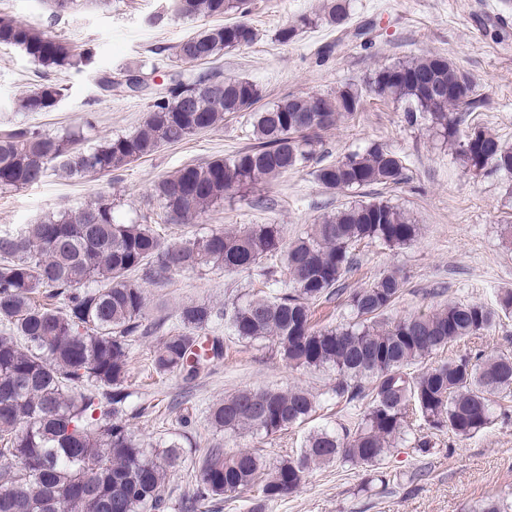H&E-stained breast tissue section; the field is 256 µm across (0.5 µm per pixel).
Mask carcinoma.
<instances>
[{
	"label": "carcinoma",
	"instance_id": "cac0c4a2",
	"mask_svg": "<svg viewBox=\"0 0 512 512\" xmlns=\"http://www.w3.org/2000/svg\"><path fill=\"white\" fill-rule=\"evenodd\" d=\"M176 14L220 19L181 39L173 55L194 67L224 52L253 44L257 30L242 17L249 0H172ZM350 0H330L323 14L302 16L276 31L294 39L298 26L324 23L336 38L331 54L372 26L350 27ZM0 45L22 50L44 73L79 69L90 61L41 24L0 15ZM221 88L202 93L190 81L193 105L153 97L145 120L129 133L105 138L87 150L80 131L53 136L32 127L0 136V189L42 182L54 163L73 175L118 172L164 146L210 131L226 116L249 113L255 144L228 158L188 164L158 179L154 193L167 222L191 224L211 208L317 161L320 133L351 120L362 91L347 86L332 95H288L257 109L258 86L244 78H218ZM380 98L403 107L404 120H419L454 149L463 166L488 167L512 176V147L476 125L465 137L460 126L478 109L476 83L440 55H425L377 68L367 83ZM66 87L50 79L27 93L23 112H52ZM402 158L381 144L353 151L314 171L327 190L360 192L405 181ZM420 226L384 200H360L321 218L290 243L276 224H249L164 242L149 224L122 222L112 202L99 195L76 211H64L20 232L0 234V512H168L164 488L182 459L176 438L151 448L137 443L128 415V354L131 338L162 327L145 323L140 281L158 282L175 270L216 267L226 273L264 270L271 291L224 307V322L239 340L273 339L289 366L332 368L329 399L352 414L347 424L313 430L300 452L263 471L261 457L247 449L233 454L215 446L192 466L196 491L180 503L198 512L202 502L257 491L251 512L297 492L315 467H380L399 447L432 453L438 432L470 439L512 410V356L463 354L414 374L412 365L451 342L484 336L512 315V291L483 302H450L431 314L386 319L406 277L380 274L350 293L345 279L356 265V247L404 246ZM285 256L289 289L265 262ZM348 308L351 321L313 325L315 308L331 301ZM212 308L187 305L152 361L159 375L191 378L201 365L223 355V339L205 338ZM317 411L303 389H243L213 405L217 430H247L270 437ZM470 512H512V500L489 497Z\"/></svg>",
	"mask_w": 512,
	"mask_h": 512
}]
</instances>
